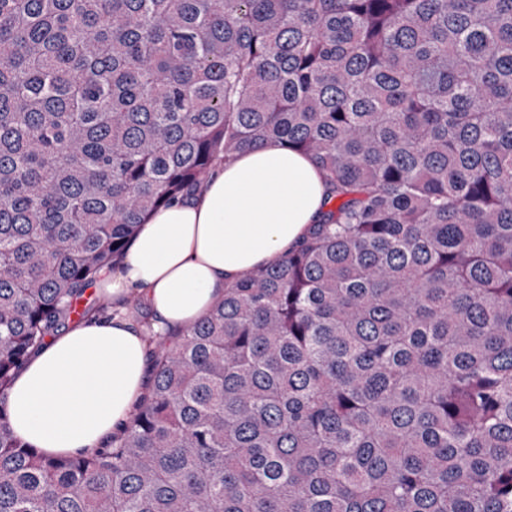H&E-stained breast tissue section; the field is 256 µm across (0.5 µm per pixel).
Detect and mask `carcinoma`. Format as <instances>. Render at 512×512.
Instances as JSON below:
<instances>
[{"label": "carcinoma", "mask_w": 512, "mask_h": 512, "mask_svg": "<svg viewBox=\"0 0 512 512\" xmlns=\"http://www.w3.org/2000/svg\"><path fill=\"white\" fill-rule=\"evenodd\" d=\"M270 140L334 205L120 434L24 444L14 373ZM0 512H512V0H0Z\"/></svg>", "instance_id": "carcinoma-1"}]
</instances>
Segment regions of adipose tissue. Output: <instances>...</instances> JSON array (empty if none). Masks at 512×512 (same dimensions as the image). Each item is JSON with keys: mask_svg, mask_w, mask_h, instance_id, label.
<instances>
[{"mask_svg": "<svg viewBox=\"0 0 512 512\" xmlns=\"http://www.w3.org/2000/svg\"><path fill=\"white\" fill-rule=\"evenodd\" d=\"M327 186L309 156L270 141L218 164L195 193L152 212L100 286L137 293L157 331L199 322L248 269L282 260L325 210ZM142 328L95 315L43 344L8 391L16 435L47 454L80 455L127 424L146 384Z\"/></svg>", "mask_w": 512, "mask_h": 512, "instance_id": "adipose-tissue-1", "label": "adipose tissue"}]
</instances>
